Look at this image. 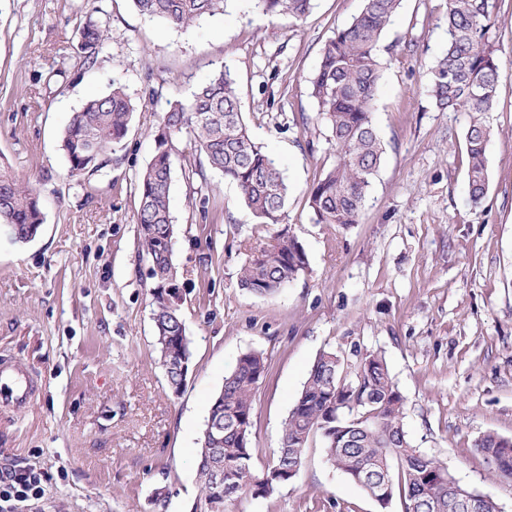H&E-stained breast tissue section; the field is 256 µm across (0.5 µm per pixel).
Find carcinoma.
Listing matches in <instances>:
<instances>
[{"instance_id": "cac0c4a2", "label": "carcinoma", "mask_w": 512, "mask_h": 512, "mask_svg": "<svg viewBox=\"0 0 512 512\" xmlns=\"http://www.w3.org/2000/svg\"><path fill=\"white\" fill-rule=\"evenodd\" d=\"M142 16L174 29L224 14L226 0H131ZM401 0H363V8L325 42L318 69L310 78L318 116L329 127L336 162L314 184L309 207L318 224L346 228L357 224L377 173L384 144L373 124L382 76V40ZM265 16L304 19L312 0H255ZM496 0H448L446 50L430 68L428 95L435 108L466 112L469 157L468 186L473 204L481 203L489 183L486 144L490 130L482 115L497 104L499 63L489 41L496 25ZM110 39L106 23L91 18L80 29L85 71L98 67ZM135 106L126 87L114 82L72 113L61 139L70 172L93 175L120 147ZM186 137L192 152L235 184L244 207L259 224L281 223L288 204V183L274 158L251 138L241 112L235 79L227 70L214 72L186 102L175 98L162 112L153 156L138 182L137 236L151 261L154 284L176 275L175 236L170 207L174 140ZM44 223L39 196L26 181L0 167V224L13 240L27 243ZM308 265L306 253L288 231L257 250L241 267L239 286L266 297L279 292ZM154 346L159 354L174 347L183 331L178 310L152 295ZM267 370L256 350L242 353L225 376L208 420L215 438L197 453L199 494L196 512H232L245 497L267 498L292 484L303 465L309 442L320 437L327 461L368 494L383 497L382 507L399 497L402 512H448L457 481L438 458L415 448L404 430L405 399L390 376L384 356L356 352L346 363L324 352L313 363L279 441L267 464L253 462L252 428L255 393ZM477 452L495 457L494 477L512 485V446L486 433L474 443ZM224 474V496L215 499V468Z\"/></svg>"}]
</instances>
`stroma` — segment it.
Returning <instances> with one entry per match:
<instances>
[{
  "label": "stroma",
  "mask_w": 512,
  "mask_h": 512,
  "mask_svg": "<svg viewBox=\"0 0 512 512\" xmlns=\"http://www.w3.org/2000/svg\"><path fill=\"white\" fill-rule=\"evenodd\" d=\"M490 40L498 103L484 120L489 187L467 184L469 117L427 93L447 41L446 0H402L383 42L373 123L385 145L360 223H316L308 198L335 161L306 79L333 31L362 0H314L300 22L268 18L252 0L186 29L138 14L130 0H0V166L29 179L44 222L27 244L0 226V357L37 379L29 404L0 407V466L45 473L18 512H190L195 456L214 396L238 356L264 353L252 448L263 466L320 353H382L406 399L411 443L440 458L461 485L512 512V489L474 448L488 432L512 438V0H498ZM107 22L98 70L80 74L79 30ZM229 69L252 139L289 185L283 218L308 266L271 297L238 286L266 228L214 171L189 179L173 157L171 212L180 310L191 342L186 385L171 396L153 346L150 263L137 240L138 176L160 116ZM136 110L96 175L73 174L62 132L112 80ZM234 512H402L380 506L327 461L313 439L294 483Z\"/></svg>",
  "instance_id": "1"
}]
</instances>
